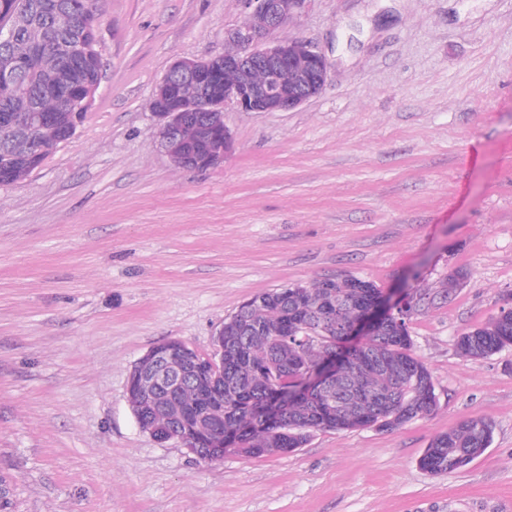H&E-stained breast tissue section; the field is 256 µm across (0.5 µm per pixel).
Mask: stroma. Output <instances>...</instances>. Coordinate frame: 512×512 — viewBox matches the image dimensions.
<instances>
[{
  "label": "stroma",
  "mask_w": 512,
  "mask_h": 512,
  "mask_svg": "<svg viewBox=\"0 0 512 512\" xmlns=\"http://www.w3.org/2000/svg\"><path fill=\"white\" fill-rule=\"evenodd\" d=\"M105 68L67 142L0 186V478L9 512H512V347L457 336L512 293V0H305L270 41L331 62L289 112L226 108L222 164L177 168L149 107L175 57L222 54L242 0H100ZM447 299L409 322L436 410L392 432L318 431L295 452L203 463L131 414L132 365L207 355L261 292L354 275ZM468 418L465 469L420 465ZM492 435L493 427L488 421L463 420L431 439L420 465L435 474L463 469L484 453Z\"/></svg>",
  "instance_id": "stroma-1"
}]
</instances>
